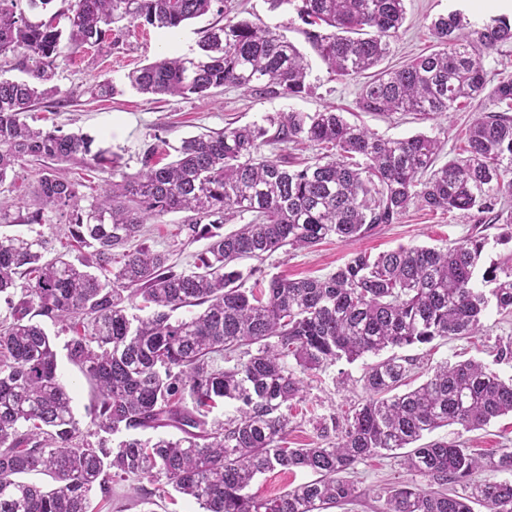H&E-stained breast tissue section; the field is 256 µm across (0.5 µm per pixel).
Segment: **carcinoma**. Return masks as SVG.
<instances>
[{"label":"carcinoma","mask_w":512,"mask_h":512,"mask_svg":"<svg viewBox=\"0 0 512 512\" xmlns=\"http://www.w3.org/2000/svg\"><path fill=\"white\" fill-rule=\"evenodd\" d=\"M283 4L295 7L329 72L365 78L364 112L430 117L478 98L493 109L477 113L462 153L440 168L438 138L382 139L325 109L192 136L168 164L157 166L150 150L142 169L127 173L106 150L92 152L84 134L30 125L29 108L58 94V62L112 43L119 23L173 30L211 12L225 18L233 0H0V65L26 74L0 79V185L19 163H39L33 210L15 218L0 199V224H42L46 210H64L65 235L87 249L77 264L46 261V240L0 235V295L22 292L7 299L10 317L0 321V512H126L177 495L203 512H326L356 497L347 474L357 463L403 448L404 468L427 486L397 484L381 512H472L473 503L512 512V479L474 478L487 466L512 473V448L486 464L460 441L416 445L449 424L473 430L512 415V381L476 360L445 361L402 392L413 360L393 354L372 364L364 398L326 446L288 447L282 412L303 376L342 358L477 335L488 305L473 285L484 238L359 253L326 278L273 276L265 288L242 287L236 269L286 246L361 238L415 201L433 212L494 210L499 195L512 192V76L487 87L482 60L512 42V18L479 26L450 11L431 22L437 50L393 69L380 64L404 23L405 0H270L273 9ZM309 70L284 34L229 20L204 31L195 58L163 57L126 79L142 94L209 97L231 86L294 98L310 91ZM304 141L327 154L290 169L262 153ZM88 155L110 174L89 201L65 168ZM172 213L185 214L188 240H208L189 268L143 243L129 249L144 225ZM246 214L238 231L221 233ZM483 279L499 313L512 315V265L494 264ZM185 307L197 311L176 316ZM135 308L149 313H129ZM37 317L72 331L66 349L91 385L96 433L172 428L179 436H129L114 448L104 437L84 438ZM237 350L233 366L217 365ZM225 401L237 404V416L209 420ZM275 470L315 478L273 497L248 492L256 476ZM32 473L51 476L55 487L24 479ZM116 478L132 482L136 497H115Z\"/></svg>","instance_id":"carcinoma-1"}]
</instances>
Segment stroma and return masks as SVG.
I'll return each instance as SVG.
<instances>
[{
    "mask_svg": "<svg viewBox=\"0 0 512 512\" xmlns=\"http://www.w3.org/2000/svg\"><path fill=\"white\" fill-rule=\"evenodd\" d=\"M406 9L400 36L392 42L384 61L385 66L391 68L434 50L430 23L437 16L458 10L479 23L491 16L512 14V5L507 0H406ZM235 14L240 19H258L268 26L280 27L282 33L306 53L310 63L308 94L295 98L259 97L241 88L228 87L202 100L194 96L141 94L126 87V75L135 67L167 54L195 56L202 31L212 21L207 15L187 22L172 33L139 26L112 46L87 50L81 59L72 63L61 62L53 80L58 94L32 110L38 126L86 134L93 138L95 146L109 151L120 170L133 173L140 169L145 151L154 146L160 153L171 155L185 138L202 132L259 123L268 115L291 111L313 113L329 108L342 112L349 122L365 126L383 138H407L417 134L438 138L441 142L438 161L444 164L457 155L474 113L481 109L480 103L475 101L431 120L418 119L411 112L362 111L358 104L360 82L331 78L320 58L312 53L294 8L284 5L273 10L267 0H236ZM105 80L120 87V94L109 99L91 96L90 86ZM182 219L179 213L167 215L164 223L145 225L144 232L153 250L172 252L180 266L186 268L204 244L187 241L180 234ZM504 232L503 224L494 221L489 213L431 212L414 203L396 223L379 225L364 237L346 242L326 240L310 249L278 250L259 265V277L263 280L276 275L291 279L323 278L361 251L375 255L401 246L442 248L476 233L486 240L482 263L487 266L512 257V241L505 239ZM0 233L22 237L40 234L50 240L52 253L66 254L73 261L80 256L75 244L60 230L58 218L52 212L46 213L44 223L5 224L0 226ZM481 322L482 333L470 338L436 340L400 348V355L416 361L411 373L412 383L420 384L430 365L468 359L482 361L502 379L512 378V361L499 360L496 355L497 344L512 340V316L501 315L491 305L483 313ZM42 325L55 342L58 374L73 398L74 416L81 430L90 432L93 426L87 408L92 389L80 369L67 357L65 345L70 334L47 319ZM375 361L371 354L353 362L340 360L306 377L303 397L288 413L289 446L312 447L317 440V421L345 417L363 397L362 377L367 366ZM434 435L465 441L474 452L493 460L500 449L512 448V417H499L472 431L453 424L435 430ZM353 479L358 498L349 512H380L387 491L397 482L412 481L419 486L426 483L425 478L407 472L400 459L391 455L361 461Z\"/></svg>",
    "mask_w": 512,
    "mask_h": 512,
    "instance_id": "obj_1",
    "label": "stroma"
}]
</instances>
